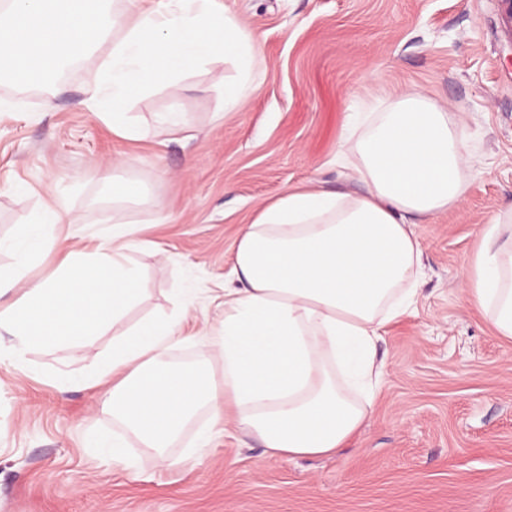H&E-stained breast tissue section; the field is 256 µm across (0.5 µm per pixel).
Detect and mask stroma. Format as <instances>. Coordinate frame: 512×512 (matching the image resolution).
Here are the masks:
<instances>
[{"mask_svg": "<svg viewBox=\"0 0 512 512\" xmlns=\"http://www.w3.org/2000/svg\"><path fill=\"white\" fill-rule=\"evenodd\" d=\"M258 52L259 85L224 113L214 78H233L215 57L160 87L131 110L151 126L143 140L115 135L87 112L98 57L51 88L0 83V238L42 206L76 221L57 228L91 250L113 220L135 224L128 261L142 274L140 301L124 320L80 348L37 346L26 370L0 368V512H512V341L471 306L463 272L480 230L512 211V41L496 0H223ZM448 112L469 144L461 202L419 224L425 276L415 312L390 324L378 355L387 377L362 434L340 452L265 454L226 427L196 445L199 411L168 448L176 467L133 448L134 466L112 465L89 435L122 426L97 387L60 388L58 370L82 375L112 339L148 319L191 314L173 363L213 360L224 321V277L233 244L260 204L310 187L359 191L336 164L358 112H381L400 94ZM187 136L155 126L171 106ZM121 153L131 171L112 169ZM126 185L148 198L113 208Z\"/></svg>", "mask_w": 512, "mask_h": 512, "instance_id": "1", "label": "stroma"}]
</instances>
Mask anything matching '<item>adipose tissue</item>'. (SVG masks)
I'll list each match as a JSON object with an SVG mask.
<instances>
[{"instance_id":"adipose-tissue-1","label":"adipose tissue","mask_w":512,"mask_h":512,"mask_svg":"<svg viewBox=\"0 0 512 512\" xmlns=\"http://www.w3.org/2000/svg\"><path fill=\"white\" fill-rule=\"evenodd\" d=\"M466 145L447 113L408 97L375 113L342 162L362 192L294 190L261 207L239 232L217 366L169 367L178 322L151 320L112 342L84 378L107 386L105 410L124 434L89 436L113 466L131 468L129 442L166 453L199 409L212 429L233 424L273 456L333 453L358 434L386 373L376 349L386 326L411 313L423 274L417 224L465 193ZM62 208H42L18 233L0 239L14 265L0 290L21 286L0 306V331L12 336L0 364L24 368L38 345L79 347L119 322L141 297L125 260L134 229L116 222L89 254L63 249L52 234L72 223ZM63 250L58 268L33 281L34 261ZM470 302L496 335L512 340V224L494 218L481 231L465 276Z\"/></svg>"}]
</instances>
